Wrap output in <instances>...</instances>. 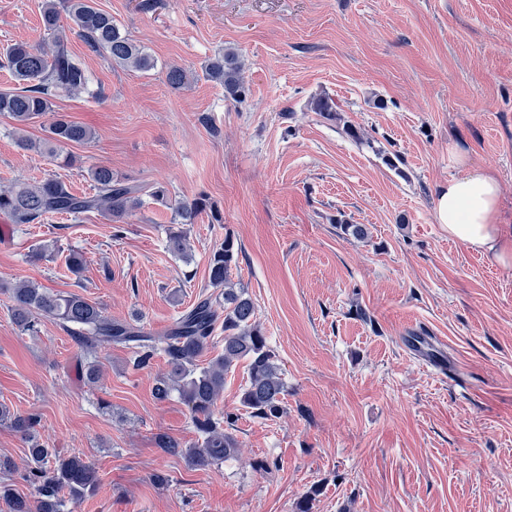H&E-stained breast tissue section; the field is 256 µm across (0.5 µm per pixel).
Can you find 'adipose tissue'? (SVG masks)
Masks as SVG:
<instances>
[{
  "label": "adipose tissue",
  "mask_w": 512,
  "mask_h": 512,
  "mask_svg": "<svg viewBox=\"0 0 512 512\" xmlns=\"http://www.w3.org/2000/svg\"><path fill=\"white\" fill-rule=\"evenodd\" d=\"M436 214L449 238L501 265L512 264V236L501 227L500 187L493 174L468 172L450 178L436 200Z\"/></svg>",
  "instance_id": "obj_1"
}]
</instances>
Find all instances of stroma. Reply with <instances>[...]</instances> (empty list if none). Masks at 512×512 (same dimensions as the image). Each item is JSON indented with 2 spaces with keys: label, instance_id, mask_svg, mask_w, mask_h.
Segmentation results:
<instances>
[{
  "label": "stroma",
  "instance_id": "1",
  "mask_svg": "<svg viewBox=\"0 0 512 512\" xmlns=\"http://www.w3.org/2000/svg\"><path fill=\"white\" fill-rule=\"evenodd\" d=\"M97 3L155 68L113 66L70 35L91 83L54 108L96 137L61 148L64 166L36 148L48 119L20 131L0 115V187L51 176L89 193L91 168L106 165L120 180L168 184L172 203L144 198L123 224L97 211L20 227L0 216V283L78 293L163 332L210 293L207 258L233 233V280L278 356L288 412L274 423L241 413L237 366L218 406L238 413L240 448L192 466L155 443L197 440L188 407L154 397L164 354L137 370L112 347L88 384L73 337L49 319L21 331L0 291V404L36 415L40 443L100 474L74 512H294L314 487L313 512H512V266L450 240L435 211L458 154L497 177L512 226V0ZM41 4L0 0V55L47 45ZM228 48L249 89L240 104L204 75ZM172 66L193 82L169 89ZM320 95L361 141L313 110ZM203 193L221 218L199 215L187 258L176 257L174 205ZM343 221L366 225L367 238L343 235ZM28 457L0 422V482L26 496ZM264 458L276 468L254 469ZM159 471L167 485L153 482Z\"/></svg>",
  "mask_w": 512,
  "mask_h": 512
}]
</instances>
